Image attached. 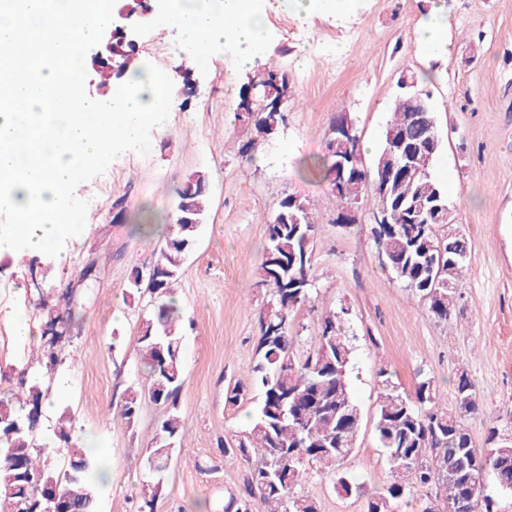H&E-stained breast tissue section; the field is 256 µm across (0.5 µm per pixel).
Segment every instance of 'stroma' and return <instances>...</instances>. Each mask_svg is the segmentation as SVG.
Listing matches in <instances>:
<instances>
[{"instance_id": "35a3bbf8", "label": "stroma", "mask_w": 512, "mask_h": 512, "mask_svg": "<svg viewBox=\"0 0 512 512\" xmlns=\"http://www.w3.org/2000/svg\"><path fill=\"white\" fill-rule=\"evenodd\" d=\"M270 38L262 60L289 70L287 120L254 160L241 147L249 128L236 113L252 75L237 69L231 46L210 51L164 107L162 132L148 149L114 147L86 166L68 199L81 230L60 238L52 253L22 254L0 248V392L22 393L21 364L36 347L17 341L12 326L25 318L44 327L41 299L73 285L74 316L49 387L44 416L73 418L76 435L100 443L112 461L100 512H136L161 407L143 404L134 426L112 410L129 388L144 382L136 354L138 323L156 312L149 296L131 297L133 268L151 264L163 244L177 192L192 175L208 179L210 207L197 245L176 286L185 319L184 384L179 412L184 437L172 450L164 494L156 512H224L228 493L239 491L247 465L222 452L243 430L259 399L249 387L237 407L225 406L229 385L250 380L256 361L259 312L267 289L258 267L264 222L286 194L307 198L319 224L314 240L312 308L292 326L299 354L313 347L320 313L348 308L344 324L353 345L350 386L361 411L354 453L345 470L366 492L391 481L374 433L381 386L379 369L402 391L420 377L434 378L439 402L455 409L453 380L467 372L483 404L468 420L484 447L494 418L512 412V0H358L337 16L300 22L281 0H262ZM443 7L448 31L435 47L417 42L420 20ZM144 69L174 73L185 59L177 32L160 17L133 14ZM424 75L443 149L432 173L448 188L456 224L470 238L462 298L448 322L432 318L422 301L392 278L368 222L341 224L329 185L305 172L324 154L331 122L348 114L365 166L381 146L402 74ZM124 215L114 221L112 205ZM158 225L149 234L145 225ZM95 271L79 274L86 264ZM307 490L320 512H364V499L340 495L330 479L313 476Z\"/></svg>"}]
</instances>
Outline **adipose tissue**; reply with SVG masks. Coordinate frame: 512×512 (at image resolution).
<instances>
[{
  "label": "adipose tissue",
  "mask_w": 512,
  "mask_h": 512,
  "mask_svg": "<svg viewBox=\"0 0 512 512\" xmlns=\"http://www.w3.org/2000/svg\"><path fill=\"white\" fill-rule=\"evenodd\" d=\"M68 20L85 19L79 42H65L71 56L67 94L77 109L61 113L44 133L53 160L48 165L28 163L13 145L24 137L14 113H0V201L16 214L14 224L0 226V243L23 253L51 248L62 229L76 230L77 220L67 209L65 187L90 162L99 159L108 144L128 150L149 146L151 133L163 123L162 105L174 90L173 78L142 71L127 74L121 89L98 97L82 91L84 50L104 24L100 15H80L73 0H60ZM163 18L176 29L182 49L203 59L212 47L231 45L239 68L252 67L267 39L266 17L259 0H179Z\"/></svg>",
  "instance_id": "adipose-tissue-1"
}]
</instances>
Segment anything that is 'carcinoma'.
<instances>
[{
  "label": "carcinoma",
  "mask_w": 512,
  "mask_h": 512,
  "mask_svg": "<svg viewBox=\"0 0 512 512\" xmlns=\"http://www.w3.org/2000/svg\"><path fill=\"white\" fill-rule=\"evenodd\" d=\"M258 74L271 94L268 103L287 95L289 73L279 67H264ZM392 119L384 133L381 154L390 149V132L405 134L408 142L419 144L431 136L424 124L407 123L414 108L413 95L425 92L420 76L408 73L399 80ZM252 131L243 145L248 160L255 149L273 139L284 116L273 109L242 113ZM441 148L417 155L424 168L418 177L395 179L378 206L391 216L389 224H374L371 234L379 253L395 279L423 301L428 313L448 321L457 300L459 284L471 254L465 232H439L455 223L452 211L436 223L421 222L420 211L447 204V188L431 170ZM349 150L337 142L326 145L324 156L307 164L329 183L341 208L348 209L362 196L374 192L377 173L366 177L350 174L339 181L332 178L336 161L348 158ZM207 179L191 177L178 192L173 223L167 227L164 244L153 263L158 279L148 288L139 284L133 270L129 292L145 291L162 299L156 316L141 318L136 349L147 369V383L133 389L117 409V416L129 426L136 423L143 403L164 409L156 429L153 449L146 462L149 472L160 474L167 467L169 450L183 437L179 395L183 386L181 341L184 316L172 303L173 286L197 243L199 226L209 206ZM266 246L259 264L261 283L268 290L258 322L257 361L252 366V383L261 400L247 429L235 435V446L224 449L248 465L243 488L232 494L224 512H253V500L263 512H319L317 501L306 491L308 470L330 476L334 487L345 496L366 497L365 512H398L404 500L419 488H434L421 512H496V503L486 493L484 477L490 473L498 486L512 491V440L502 441L497 433L503 425L494 421L488 429L486 447L474 445L465 418L477 414L481 405L474 383L464 372L454 379V392L465 402L455 412L436 401L433 380L418 383L413 395L397 390L386 370L381 377V400L375 417V432L390 467L393 481L379 492L368 494L362 484L343 471L344 461L356 447L360 419L358 404L349 385L353 347L343 329L348 309L321 314L314 349L305 358L295 353L296 337L291 325L296 312L311 303L310 271L313 242L318 224L310 202L300 196L282 197L265 223ZM46 324L67 329L70 312L60 304L43 305ZM61 336H42L36 363L49 374L59 364L57 345ZM46 397L39 378L23 396L0 395V512H42L46 499L58 496L66 512H98L99 499L95 453L79 445L73 419L62 412L51 428L49 442L67 459L65 470L44 460L46 446L36 443L42 402ZM163 492V481L144 485L137 512H155Z\"/></svg>",
  "instance_id": "carcinoma-1"
}]
</instances>
